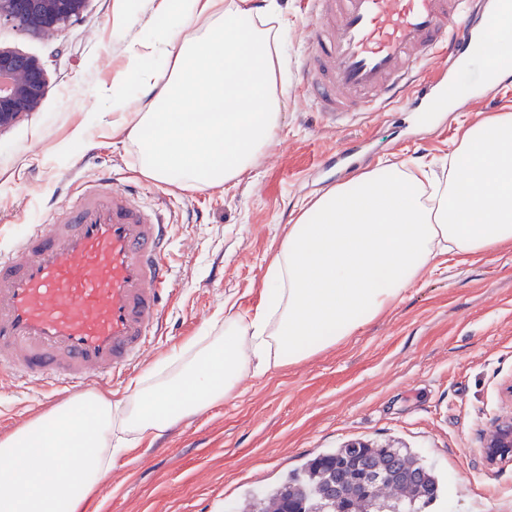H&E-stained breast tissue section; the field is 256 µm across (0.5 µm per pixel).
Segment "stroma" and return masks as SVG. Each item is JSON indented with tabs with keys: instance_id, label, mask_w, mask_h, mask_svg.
<instances>
[{
	"instance_id": "stroma-1",
	"label": "stroma",
	"mask_w": 512,
	"mask_h": 512,
	"mask_svg": "<svg viewBox=\"0 0 512 512\" xmlns=\"http://www.w3.org/2000/svg\"><path fill=\"white\" fill-rule=\"evenodd\" d=\"M292 22L284 62L288 100L277 138L228 189L185 191L138 172L132 148L90 128V148H66L71 129L104 111L103 87L125 68L152 0H89L82 16L45 40L0 22V47L39 59L50 83L38 112L0 133V245L49 223L74 179L105 175L148 199L170 197L174 291L165 334L143 366L211 328L233 305L263 301L268 264L305 204L339 183L332 156L368 137L375 164L442 165L462 123L512 113V86L480 84L478 101L415 119L378 112L341 133L321 124L300 88L307 0H279ZM512 380V245L485 256L441 257L383 317L298 365L245 375L232 398L161 438L132 444L112 464L88 512H231L247 491L281 480L309 456L360 440L406 448L444 483L428 512H512V461L486 467L479 448ZM37 387L0 383V433L53 408Z\"/></svg>"
}]
</instances>
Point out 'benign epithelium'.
I'll return each mask as SVG.
<instances>
[{
  "label": "benign epithelium",
  "instance_id": "1",
  "mask_svg": "<svg viewBox=\"0 0 512 512\" xmlns=\"http://www.w3.org/2000/svg\"><path fill=\"white\" fill-rule=\"evenodd\" d=\"M88 0H0V21L51 39L65 24L77 19ZM0 133L37 111L46 98L49 82L45 69L34 57L0 48ZM508 409L499 415L483 440L480 454L487 467L512 459V382L506 387Z\"/></svg>",
  "mask_w": 512,
  "mask_h": 512
}]
</instances>
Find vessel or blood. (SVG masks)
Wrapping results in <instances>:
<instances>
[{"label": "vessel or blood", "mask_w": 512, "mask_h": 512, "mask_svg": "<svg viewBox=\"0 0 512 512\" xmlns=\"http://www.w3.org/2000/svg\"><path fill=\"white\" fill-rule=\"evenodd\" d=\"M480 0H312L302 86L331 127L384 106L444 112L469 61L512 47ZM169 202L98 178L0 249V380L77 395L140 366L172 296Z\"/></svg>", "instance_id": "b4317fda"}]
</instances>
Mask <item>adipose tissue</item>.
<instances>
[{"label": "adipose tissue", "instance_id": "adipose-tissue-1", "mask_svg": "<svg viewBox=\"0 0 512 512\" xmlns=\"http://www.w3.org/2000/svg\"><path fill=\"white\" fill-rule=\"evenodd\" d=\"M150 39L128 50L98 118L140 174L186 190L228 188L277 136L291 25L277 0H154ZM163 59L160 79L151 58ZM142 106L128 109L129 97ZM512 244V113L465 123L448 173L407 163L360 172L299 213L250 319L189 340L113 399L93 392L0 436V512H87L127 445L233 395L241 377L300 363L382 316L440 256Z\"/></svg>", "mask_w": 512, "mask_h": 512}]
</instances>
